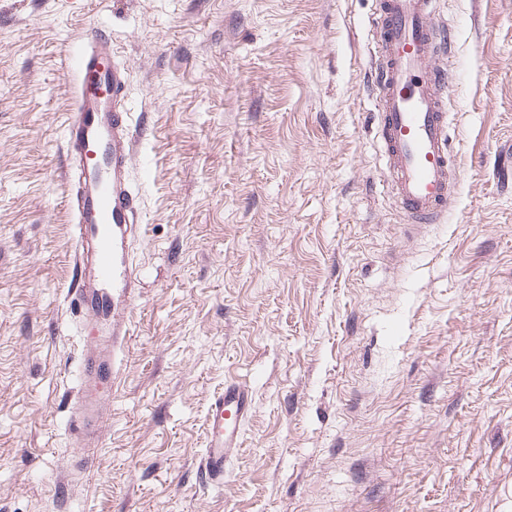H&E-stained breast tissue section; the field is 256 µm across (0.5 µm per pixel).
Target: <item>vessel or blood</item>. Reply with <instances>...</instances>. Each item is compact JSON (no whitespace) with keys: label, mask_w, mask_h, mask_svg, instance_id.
<instances>
[{"label":"vessel or blood","mask_w":512,"mask_h":512,"mask_svg":"<svg viewBox=\"0 0 512 512\" xmlns=\"http://www.w3.org/2000/svg\"><path fill=\"white\" fill-rule=\"evenodd\" d=\"M435 0H379L371 73L377 98L379 139L387 159V184L413 224L438 223L457 190L456 153L441 93L446 67L428 70V54L446 44L434 21ZM76 95L65 132L75 184L74 277L68 307L88 321L91 334L80 357V388L68 417L78 439L79 463L102 439L100 419L116 376L112 347L128 336L129 313L141 286L132 261L140 203L129 169L140 143L132 115L121 105L124 72L112 40L95 30L75 59ZM247 387L225 384L211 394L200 463L204 486L224 482V465L243 445L241 425L251 411Z\"/></svg>","instance_id":"b4317fda"}]
</instances>
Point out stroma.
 <instances>
[{
	"mask_svg": "<svg viewBox=\"0 0 512 512\" xmlns=\"http://www.w3.org/2000/svg\"><path fill=\"white\" fill-rule=\"evenodd\" d=\"M376 0H0V512H512V0H436L458 186L386 190ZM112 37L142 288L94 463L67 426V59ZM253 397L220 487L209 396Z\"/></svg>",
	"mask_w": 512,
	"mask_h": 512,
	"instance_id": "obj_1",
	"label": "stroma"
}]
</instances>
